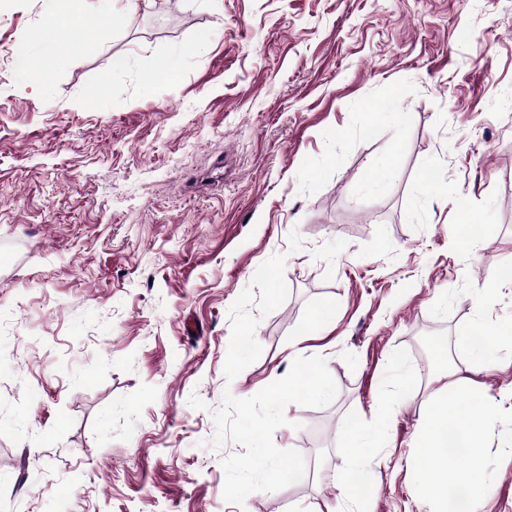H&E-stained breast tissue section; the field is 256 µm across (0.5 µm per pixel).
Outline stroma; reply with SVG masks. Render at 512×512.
<instances>
[{
    "label": "stroma",
    "instance_id": "1",
    "mask_svg": "<svg viewBox=\"0 0 512 512\" xmlns=\"http://www.w3.org/2000/svg\"><path fill=\"white\" fill-rule=\"evenodd\" d=\"M47 6L0 0V505L433 512L421 417L473 392L512 512V0H116L49 56ZM366 448H369V446H366L365 444H357V446L354 447V453L350 462L352 476L344 491L345 498L347 499L358 500L360 498L359 490L362 484L361 479H363V477L360 476L361 457L363 456Z\"/></svg>",
    "mask_w": 512,
    "mask_h": 512
}]
</instances>
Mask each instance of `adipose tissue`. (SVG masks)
<instances>
[{
    "label": "adipose tissue",
    "instance_id": "ef3b65f1",
    "mask_svg": "<svg viewBox=\"0 0 512 512\" xmlns=\"http://www.w3.org/2000/svg\"><path fill=\"white\" fill-rule=\"evenodd\" d=\"M484 406V396L477 393L454 401L436 398L427 404L425 434L415 464L429 475L428 494L441 512H446L450 490L460 487L471 494L482 481L477 464L482 429L475 417Z\"/></svg>",
    "mask_w": 512,
    "mask_h": 512
}]
</instances>
